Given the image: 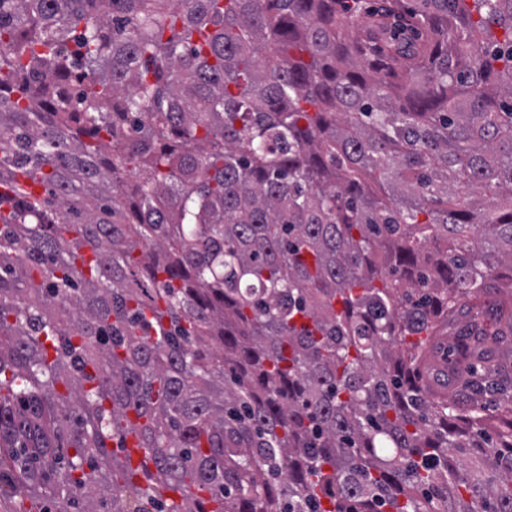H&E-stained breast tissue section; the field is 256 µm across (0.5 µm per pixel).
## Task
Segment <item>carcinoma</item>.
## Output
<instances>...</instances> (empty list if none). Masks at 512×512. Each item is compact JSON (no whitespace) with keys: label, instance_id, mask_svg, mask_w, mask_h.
I'll return each instance as SVG.
<instances>
[{"label":"carcinoma","instance_id":"1","mask_svg":"<svg viewBox=\"0 0 512 512\" xmlns=\"http://www.w3.org/2000/svg\"><path fill=\"white\" fill-rule=\"evenodd\" d=\"M2 188L14 512H512V0H0Z\"/></svg>","mask_w":512,"mask_h":512}]
</instances>
